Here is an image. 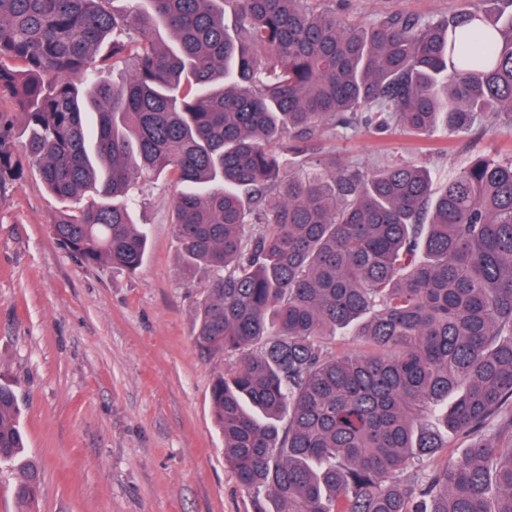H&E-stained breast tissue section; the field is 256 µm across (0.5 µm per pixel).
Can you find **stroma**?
<instances>
[{
  "label": "stroma",
  "mask_w": 512,
  "mask_h": 512,
  "mask_svg": "<svg viewBox=\"0 0 512 512\" xmlns=\"http://www.w3.org/2000/svg\"><path fill=\"white\" fill-rule=\"evenodd\" d=\"M366 22L386 12L450 17L462 0H330ZM326 150L375 168L412 161L433 177L471 156L512 152V125L420 138L401 131L327 133ZM167 175L139 182L138 223L150 249L133 274L87 268L49 228L59 199L36 169L0 188V382L16 387L26 455L42 469L39 512H254L224 462L210 388L236 359L195 349L210 279L181 269Z\"/></svg>",
  "instance_id": "obj_1"
}]
</instances>
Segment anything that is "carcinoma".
Masks as SVG:
<instances>
[{
    "mask_svg": "<svg viewBox=\"0 0 512 512\" xmlns=\"http://www.w3.org/2000/svg\"><path fill=\"white\" fill-rule=\"evenodd\" d=\"M116 2L0 0V186L36 167L69 203L54 240L128 273L148 250L135 183L187 186L171 206L182 271L212 272L193 343L240 356L210 396L255 512H512V155L438 187L408 161L284 160L336 128L512 121V0L364 24L325 0ZM350 325L365 351L337 355ZM443 427L475 441L433 467ZM22 448L0 383V462ZM40 485L26 462L20 512Z\"/></svg>",
    "mask_w": 512,
    "mask_h": 512,
    "instance_id": "carcinoma-1",
    "label": "carcinoma"
}]
</instances>
